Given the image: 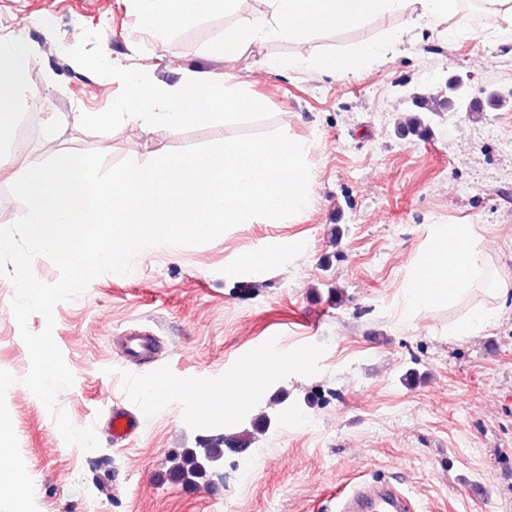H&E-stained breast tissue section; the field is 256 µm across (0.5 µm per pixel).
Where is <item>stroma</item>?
Listing matches in <instances>:
<instances>
[{
    "label": "stroma",
    "instance_id": "1",
    "mask_svg": "<svg viewBox=\"0 0 512 512\" xmlns=\"http://www.w3.org/2000/svg\"><path fill=\"white\" fill-rule=\"evenodd\" d=\"M35 16L45 19L26 39L37 92L0 143V226L24 213L10 193L20 168L55 153L145 163L274 129L310 144L314 200L285 224H240L202 245L140 252L131 273L101 275L55 306L54 340L75 377L58 403L76 427L94 426L100 446L90 451L66 444L23 384L29 353L13 285L0 276V452L14 467L0 480V512H322L338 487L364 479L399 484L418 512H512V293L499 299L495 324L466 338L448 334L463 305L407 324L393 314L433 224L484 228L492 266L512 277V105L478 118L441 113L424 140L397 133L411 94L441 97L454 77L477 100L512 88V41L500 22L460 15L450 33L415 30L393 56L336 78L272 63L378 40L401 17L302 43L271 40L227 62L213 54L232 24L221 13L161 42L130 0H0V45ZM102 46L113 67H144L169 83L189 67L250 83L258 105L177 135L74 124L73 113L111 111L125 92L79 63ZM54 115L62 121L49 144ZM251 253L273 259L250 263ZM129 329L154 331L156 354L127 358L114 338ZM272 347L307 350L310 370L270 377L262 400L220 422L184 400L183 386L223 390ZM152 383L160 392L142 394ZM128 405L141 428L113 441L108 413ZM244 429L256 434L251 451L225 452L210 485L170 477L172 453Z\"/></svg>",
    "mask_w": 512,
    "mask_h": 512
}]
</instances>
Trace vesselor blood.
I'll use <instances>...</instances> for the list:
<instances>
[{"instance_id":"1","label":"vessel or blood","mask_w":512,"mask_h":512,"mask_svg":"<svg viewBox=\"0 0 512 512\" xmlns=\"http://www.w3.org/2000/svg\"><path fill=\"white\" fill-rule=\"evenodd\" d=\"M139 426V414L129 408H116L109 418L112 437L118 441L128 440ZM326 512H411V503L396 486L357 482L339 490Z\"/></svg>"}]
</instances>
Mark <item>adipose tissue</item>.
Returning <instances> with one entry per match:
<instances>
[{
  "label": "adipose tissue",
  "instance_id": "adipose-tissue-1",
  "mask_svg": "<svg viewBox=\"0 0 512 512\" xmlns=\"http://www.w3.org/2000/svg\"><path fill=\"white\" fill-rule=\"evenodd\" d=\"M266 10L244 15L240 0H132L141 20L158 40H165L187 21L220 12L235 22L217 46L227 61L242 58L250 47L270 41L304 42L324 32L351 31L388 15H399L401 26L377 41L333 53L291 56L277 60L284 71L315 75L355 76L391 53L401 44L408 28L422 24L448 23L460 8V0H264ZM107 81L122 83L123 97L108 112H81V122L109 126L120 121L142 127L160 124L169 133H179L191 123L203 122L223 112L255 106L248 83L229 85L204 68L185 70L175 84L163 82L150 71L129 72L110 66L106 50L87 58ZM33 58L25 45L0 48V140L12 128L22 97L30 93L29 74ZM489 243L472 224H433L428 246L408 270L402 286L399 315L406 322L421 312L453 306L470 295L483 277ZM309 369L304 355L258 357L248 362L239 376L226 386L232 399L223 401L225 414L244 411L259 400L270 376H302Z\"/></svg>",
  "mask_w": 512,
  "mask_h": 512
}]
</instances>
